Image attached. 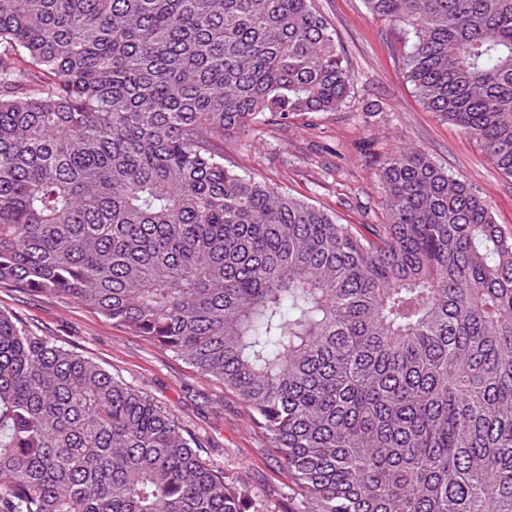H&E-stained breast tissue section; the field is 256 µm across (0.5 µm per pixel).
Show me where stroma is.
I'll return each instance as SVG.
<instances>
[{"label": "stroma", "mask_w": 512, "mask_h": 512, "mask_svg": "<svg viewBox=\"0 0 512 512\" xmlns=\"http://www.w3.org/2000/svg\"><path fill=\"white\" fill-rule=\"evenodd\" d=\"M313 4L357 77L350 98L334 112L259 126L250 147L225 141L226 162L316 204L340 223H377L381 213L363 214L360 203L375 202L386 157L417 146L484 197L495 222L512 234V178L495 168L479 143L420 103L401 66L403 29L375 20L364 0ZM0 309L147 393L203 441L215 466L263 500H279L286 478L242 404L222 384L78 304L2 284Z\"/></svg>", "instance_id": "stroma-1"}]
</instances>
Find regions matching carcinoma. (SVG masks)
I'll return each mask as SVG.
<instances>
[{"label":"carcinoma","instance_id":"cac0c4a2","mask_svg":"<svg viewBox=\"0 0 512 512\" xmlns=\"http://www.w3.org/2000/svg\"><path fill=\"white\" fill-rule=\"evenodd\" d=\"M512 177V0H364ZM355 75L312 0H0V284L224 385L287 474L258 500L144 392L0 310V512H512V235L418 147L382 224L224 163Z\"/></svg>","mask_w":512,"mask_h":512}]
</instances>
